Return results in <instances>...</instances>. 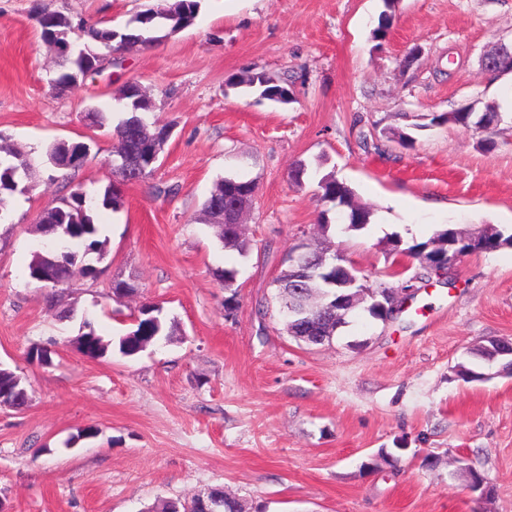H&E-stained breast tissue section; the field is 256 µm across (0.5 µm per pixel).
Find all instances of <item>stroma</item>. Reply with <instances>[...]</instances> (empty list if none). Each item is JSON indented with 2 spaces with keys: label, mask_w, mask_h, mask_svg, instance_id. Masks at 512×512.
Listing matches in <instances>:
<instances>
[{
  "label": "stroma",
  "mask_w": 512,
  "mask_h": 512,
  "mask_svg": "<svg viewBox=\"0 0 512 512\" xmlns=\"http://www.w3.org/2000/svg\"><path fill=\"white\" fill-rule=\"evenodd\" d=\"M156 2L53 6L121 26ZM32 5L0 0V141L33 162L31 192L0 216V364L32 394L26 411L0 410L6 512H147L212 488L249 512H512V376L497 362L481 365V381L458 374L472 349L512 341V247L468 255L444 280L423 279L420 259L393 248L450 224L512 233V73L482 66L512 42V0H202L192 26L64 90L51 86L59 69ZM388 8L391 32L375 40ZM260 71L287 79L288 103L229 83ZM129 81L145 90L149 119L173 126L152 176L132 183L111 163L124 116L115 97ZM491 103L503 115L491 150L471 128L428 122ZM91 107L109 127L85 125ZM406 128L412 147L385 136ZM58 139L94 140L91 158L55 168L45 151ZM301 161L311 173L297 186L289 173ZM330 172L371 211L365 228L342 230L321 201ZM235 173L258 185L241 252L223 247L204 211ZM112 182L123 206L97 215L96 276L36 287L27 266L43 208ZM301 246L418 293L400 319L359 309L330 343L298 342L274 281ZM148 302L173 336L133 357L76 350L84 316L115 338ZM35 346L52 365L29 361ZM89 425L97 436L72 442ZM467 468L488 476L490 498L470 493Z\"/></svg>",
  "instance_id": "stroma-1"
}]
</instances>
